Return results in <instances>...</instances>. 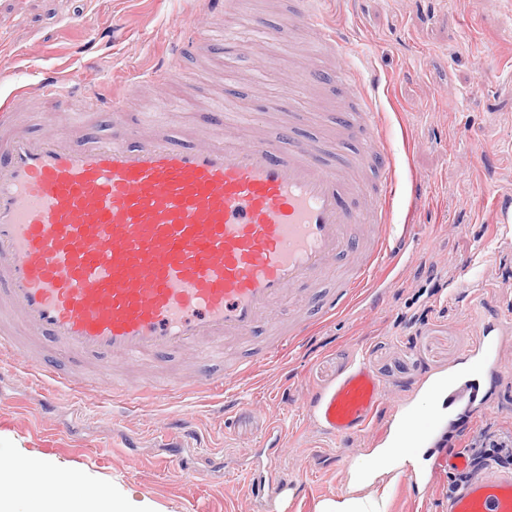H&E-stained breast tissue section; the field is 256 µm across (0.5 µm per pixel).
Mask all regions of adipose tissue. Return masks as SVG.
Here are the masks:
<instances>
[{
	"label": "adipose tissue",
	"mask_w": 512,
	"mask_h": 512,
	"mask_svg": "<svg viewBox=\"0 0 512 512\" xmlns=\"http://www.w3.org/2000/svg\"><path fill=\"white\" fill-rule=\"evenodd\" d=\"M405 439L404 429H397L381 447L374 449L368 463L351 468L348 493L321 501L317 512H387L386 494L373 493L372 487L379 483L392 485L397 471L420 461V454L404 451ZM23 476L37 488L32 497L34 512H149L146 503L134 501L121 490L69 489V473L48 468L19 453L0 455V512H17L19 495L14 486Z\"/></svg>",
	"instance_id": "ef3b65f1"
}]
</instances>
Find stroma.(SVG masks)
Masks as SVG:
<instances>
[{
	"label": "stroma",
	"instance_id": "stroma-1",
	"mask_svg": "<svg viewBox=\"0 0 512 512\" xmlns=\"http://www.w3.org/2000/svg\"><path fill=\"white\" fill-rule=\"evenodd\" d=\"M204 0H0V49L13 59L11 85L29 87L44 73L78 70L88 79L129 83L152 69L193 22ZM328 22L355 46L347 65L372 98L391 149L398 186L392 221L408 225L416 244L398 273H387L377 305L353 306L321 321L280 364L262 368L233 398L205 391L157 393L136 408L102 414L97 367L77 363L49 342L35 343L74 389L21 371V357L0 351V452H20L116 486L154 512H316L349 489L350 469L392 434L402 408L430 381L455 368L473 344L472 319L512 313V223L494 207L512 203V0H326ZM83 15L92 26L76 29ZM113 22V36L102 32ZM305 52L246 40L233 56L202 51L179 66L201 84L193 104L165 122L189 134L216 100L233 105L238 128L279 133L268 101L302 113L308 132L332 133L322 113L336 105L333 80L294 97L290 85L306 68ZM266 59L256 72L257 59ZM427 317L406 328L419 311ZM363 359L399 404L384 402L370 429L337 441L303 412L309 389L336 382ZM497 403L471 425L512 431V358L497 367ZM191 413L193 431L165 429L167 417ZM130 449H122L127 438ZM277 443L278 484L259 498L237 466ZM200 473L192 481L186 471ZM449 477L432 482L426 500L404 479L388 490V512H438Z\"/></svg>",
	"mask_w": 512,
	"mask_h": 512
}]
</instances>
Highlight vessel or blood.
Listing matches in <instances>:
<instances>
[{
	"label": "vessel or blood",
	"mask_w": 512,
	"mask_h": 512,
	"mask_svg": "<svg viewBox=\"0 0 512 512\" xmlns=\"http://www.w3.org/2000/svg\"><path fill=\"white\" fill-rule=\"evenodd\" d=\"M322 2L296 0L276 27L246 14L237 29L224 20V0H207L176 52L220 55L245 30L266 42L286 33L344 58L348 46ZM336 79L347 95L336 107L333 142L298 135L294 111L282 120L287 140L241 139L227 103L213 115L223 137H188L174 126L147 136L143 118L129 116V91L111 81L75 97L71 84L85 81L79 72L44 77L33 93L51 100L56 114L95 105L106 114L101 131L33 134L13 99L1 102L0 125L10 133L0 139V305L16 311V330L49 337L79 362L151 360L162 369L176 354L209 360L226 343L275 327L252 359L191 383L221 392L279 361L320 319L372 300L377 268L395 270L413 240L393 230L397 183L380 115L347 67ZM131 82L177 85V96L160 101L164 110L185 105L196 90L170 60ZM302 284L312 290L307 316L286 315ZM504 323L501 316L478 323L466 367L436 392L441 416L410 423L415 435L439 441V466L448 472L464 469L467 455L443 447L445 430L460 409H489V361L506 347ZM104 379L112 403H142L145 390L120 387L109 373ZM385 398L358 359L334 386L310 392L308 411L320 429L348 440L369 428ZM442 512H512V468L490 462L472 472L452 487Z\"/></svg>",
	"instance_id": "obj_1"
}]
</instances>
